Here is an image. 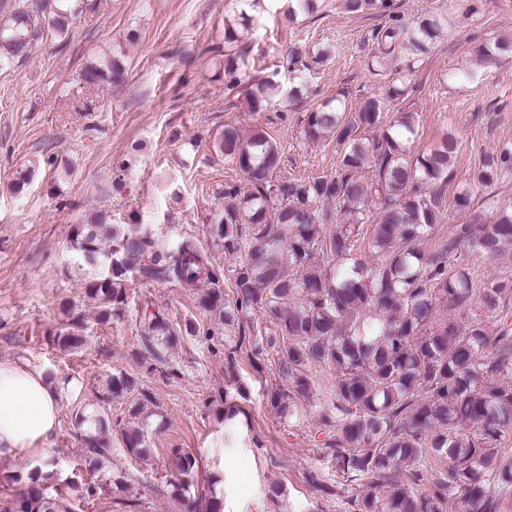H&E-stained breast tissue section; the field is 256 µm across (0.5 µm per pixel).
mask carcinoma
Masks as SVG:
<instances>
[{
  "label": "carcinoma",
  "mask_w": 512,
  "mask_h": 512,
  "mask_svg": "<svg viewBox=\"0 0 512 512\" xmlns=\"http://www.w3.org/2000/svg\"><path fill=\"white\" fill-rule=\"evenodd\" d=\"M342 2L355 15L393 9L391 0ZM79 8L78 0H18L0 19V69L32 56L49 36L67 42ZM443 30L444 18L430 12L412 28L384 26L374 35L376 58L399 50L415 62ZM309 54L316 64L328 56L295 46L288 63L308 69ZM125 75L122 59L95 56L80 81L97 89ZM242 86L251 112L280 94L275 79L249 76L244 54L225 55V89ZM399 96L392 88L352 109L327 101L307 110L305 139L333 142L337 156L334 170L308 180L283 179V153L264 129L244 135L224 125L213 147L243 173L246 186H224V207L205 234L236 257L228 276L197 237L171 242L137 220L124 229L102 215L76 224L70 246L93 270L86 293L101 324L122 315L136 278L194 288L200 307L215 313L213 329L202 331L190 320L175 327L146 302L136 355L148 372L167 363L168 350L185 333L209 341L228 327L241 342L250 334L254 359L278 347L291 391L315 398L333 429L326 448L336 473L358 483L345 512H512V448L504 447L512 433V326L504 315L512 271L496 272L480 286L471 277V266L512 251V200L488 192L483 215L453 225L440 250H420L417 243L441 222L460 147L448 135L434 149L414 152L415 116L396 109ZM366 170L369 183L361 180ZM511 174L512 148L505 147L483 157L477 181L489 188ZM475 306L483 317L455 319ZM254 311L265 314L267 327L247 322ZM84 322L82 313L67 310L52 336L56 349L81 350ZM315 371L334 376L328 390ZM122 397L132 398L127 413L134 424L120 429L117 448L109 413L85 406L75 413L79 465L100 481L77 472L62 479L59 459L49 456L25 474L0 477V512H75L81 501L116 494L138 505L131 478L114 460L153 453L154 413H146L150 395L136 376L111 374L98 387L104 403ZM269 404L283 417L295 415L285 392L271 393ZM199 466L188 450L168 449L170 498L178 512H223L214 490L194 491Z\"/></svg>",
  "instance_id": "cac0c4a2"
}]
</instances>
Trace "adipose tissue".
<instances>
[{"mask_svg":"<svg viewBox=\"0 0 512 512\" xmlns=\"http://www.w3.org/2000/svg\"><path fill=\"white\" fill-rule=\"evenodd\" d=\"M63 386L22 364L0 361V458L48 456L59 429Z\"/></svg>","mask_w":512,"mask_h":512,"instance_id":"1","label":"adipose tissue"}]
</instances>
